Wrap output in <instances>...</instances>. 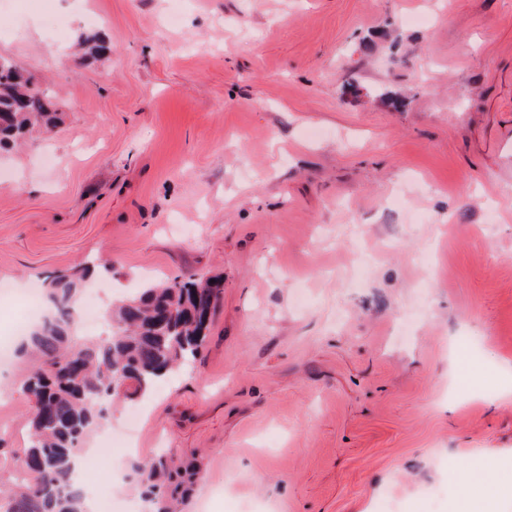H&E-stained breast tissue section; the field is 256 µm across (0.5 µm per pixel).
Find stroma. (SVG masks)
<instances>
[{
	"label": "stroma",
	"mask_w": 512,
	"mask_h": 512,
	"mask_svg": "<svg viewBox=\"0 0 512 512\" xmlns=\"http://www.w3.org/2000/svg\"><path fill=\"white\" fill-rule=\"evenodd\" d=\"M170 7L0 14V55L63 114L0 150V339L89 259L113 302L222 278L194 365L139 402V461L201 465L185 512H476L512 480V0ZM82 33L110 54L77 55ZM20 373L0 368L1 469ZM125 413L84 468L141 512L113 468Z\"/></svg>",
	"instance_id": "35a3bbf8"
}]
</instances>
